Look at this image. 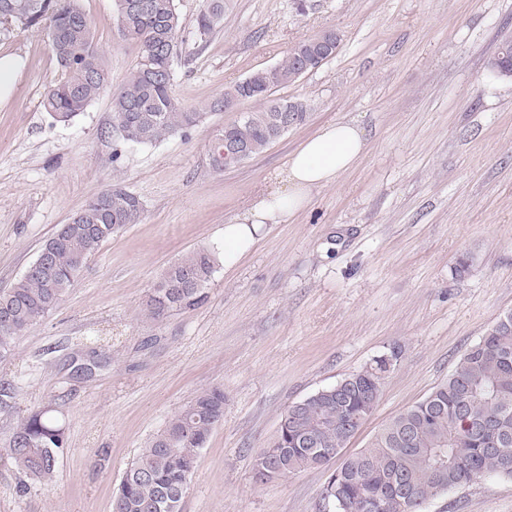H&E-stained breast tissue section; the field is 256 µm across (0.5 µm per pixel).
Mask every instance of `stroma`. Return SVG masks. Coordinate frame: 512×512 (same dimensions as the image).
Instances as JSON below:
<instances>
[{
  "mask_svg": "<svg viewBox=\"0 0 512 512\" xmlns=\"http://www.w3.org/2000/svg\"><path fill=\"white\" fill-rule=\"evenodd\" d=\"M79 4L110 85L68 122L41 105L62 77L45 27L0 24V57L24 61L0 106V289L113 182L140 197L144 214L103 242L59 307L0 358V379L17 387L14 408L0 411V448L37 410L58 419L69 443L53 483L23 493L0 455V512H112V490L140 449L215 386L224 418L200 452L182 512H323L330 468L253 480L254 456L288 406L399 351L346 447L355 453L512 310V80L489 66L512 41V0H308L302 15L295 0H227L223 28L204 38L196 19L205 0H175L183 32L172 93L204 119L154 145L125 143L114 128L112 93L138 50L119 37L113 0ZM326 29L341 37L335 56L274 92L306 99V123L214 168L225 125L260 104L213 113L208 104ZM340 120L365 132L355 167L265 225L238 265L217 267L201 305L150 317L146 301L162 273L202 248L223 258L225 224L303 140ZM463 256L470 267L460 276ZM424 512H512V479L456 488Z\"/></svg>",
  "mask_w": 512,
  "mask_h": 512,
  "instance_id": "1",
  "label": "stroma"
}]
</instances>
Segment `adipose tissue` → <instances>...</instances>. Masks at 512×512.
<instances>
[{
  "label": "adipose tissue",
  "mask_w": 512,
  "mask_h": 512,
  "mask_svg": "<svg viewBox=\"0 0 512 512\" xmlns=\"http://www.w3.org/2000/svg\"><path fill=\"white\" fill-rule=\"evenodd\" d=\"M365 140L350 121L323 125L288 157L254 204L224 226V266H236L255 246L264 225L293 216L314 189L334 184L362 157Z\"/></svg>",
  "instance_id": "adipose-tissue-1"
}]
</instances>
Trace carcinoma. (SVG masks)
<instances>
[{"label":"carcinoma","instance_id":"1","mask_svg":"<svg viewBox=\"0 0 512 512\" xmlns=\"http://www.w3.org/2000/svg\"><path fill=\"white\" fill-rule=\"evenodd\" d=\"M116 0L120 37L138 49V62L112 94V118L122 140L147 145L197 126L204 113L186 107L171 93V68L181 31L175 0ZM24 27L48 26L49 45L61 66L62 81L43 100L46 112L68 122L84 111L109 85V74L94 41L93 23L78 0H0V22ZM224 26V0H206L197 17V33L209 36ZM331 59L320 54L316 39L291 46L279 63L257 69L224 90L209 104L255 100L265 105L245 113L224 129L225 138L243 146L246 158L279 137L280 125L305 123L303 99H270L273 90L298 81ZM500 78L512 79V42L491 61ZM141 199L116 183L62 224L42 245L49 252L51 274L30 265L7 290H0V357L40 318L61 302L89 257L104 241L142 220ZM215 272L211 252L200 249L182 257L162 275L147 303L154 318L186 312L201 304ZM388 357L336 385L289 406L266 447L255 455L253 479H272L281 460L292 474L319 468L336 458L374 410L386 375ZM16 386L0 380V410L11 407ZM224 418V390L201 392L174 414L123 472L112 497V512H182V501L200 451ZM67 448L65 428L49 412L20 420L4 449L24 477L50 485L59 456ZM485 476L512 479V311L459 358L443 383L424 399L389 421L371 444L345 457L328 477L322 500L330 512H423L432 499Z\"/></svg>","mask_w":512,"mask_h":512}]
</instances>
